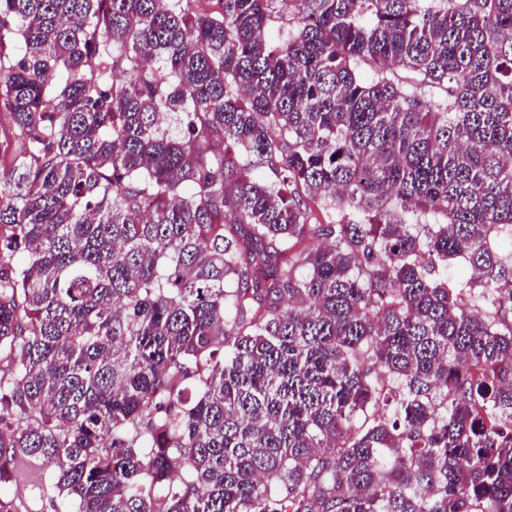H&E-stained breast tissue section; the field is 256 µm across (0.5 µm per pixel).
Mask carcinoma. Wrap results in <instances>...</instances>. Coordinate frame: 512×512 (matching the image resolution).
<instances>
[{
	"mask_svg": "<svg viewBox=\"0 0 512 512\" xmlns=\"http://www.w3.org/2000/svg\"><path fill=\"white\" fill-rule=\"evenodd\" d=\"M195 2L0 0V483L512 512V0Z\"/></svg>",
	"mask_w": 512,
	"mask_h": 512,
	"instance_id": "cac0c4a2",
	"label": "carcinoma"
}]
</instances>
